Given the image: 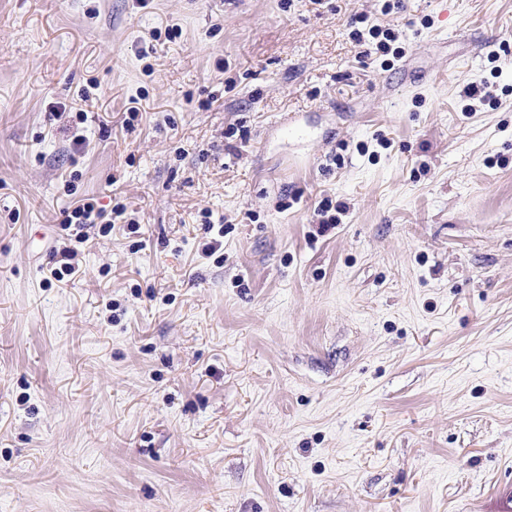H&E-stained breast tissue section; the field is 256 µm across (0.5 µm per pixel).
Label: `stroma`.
Returning a JSON list of instances; mask_svg holds the SVG:
<instances>
[{
  "label": "stroma",
  "mask_w": 512,
  "mask_h": 512,
  "mask_svg": "<svg viewBox=\"0 0 512 512\" xmlns=\"http://www.w3.org/2000/svg\"><path fill=\"white\" fill-rule=\"evenodd\" d=\"M383 4L0 0V512H497L512 0ZM368 34L371 37L372 48L375 54L379 56L392 55L394 59H400L403 57V51L400 47H393V43L397 40V35L390 28H382L378 25L370 26ZM105 211L95 207L91 201L79 200L75 205L63 212V219L60 226L62 230L73 232L68 236H74L75 240L82 243L84 235L82 229L88 224H102L103 233L112 230V220H106ZM85 241V240H84Z\"/></svg>",
  "instance_id": "obj_1"
}]
</instances>
